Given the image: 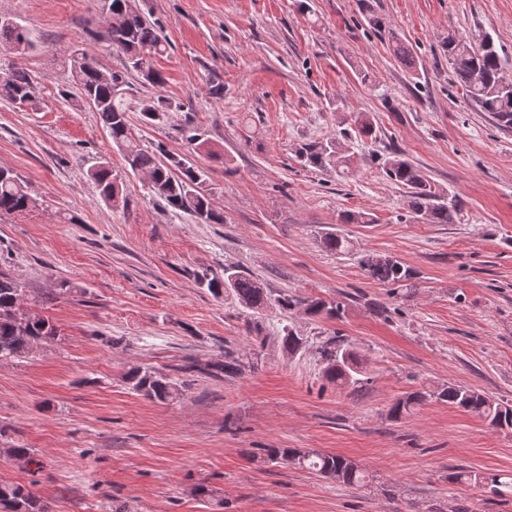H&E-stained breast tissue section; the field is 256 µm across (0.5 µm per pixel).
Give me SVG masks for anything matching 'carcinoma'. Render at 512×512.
Segmentation results:
<instances>
[{
	"label": "carcinoma",
	"instance_id": "cac0c4a2",
	"mask_svg": "<svg viewBox=\"0 0 512 512\" xmlns=\"http://www.w3.org/2000/svg\"><path fill=\"white\" fill-rule=\"evenodd\" d=\"M100 4L107 9L103 22L107 25L109 41L123 55L124 61L121 69L108 70L86 49L70 52L67 66L79 93L96 112L112 142L123 152L131 172L147 176L148 193L153 200L174 213L189 211L204 224L224 223V210L213 205L211 192L207 189V172L195 162V155L201 151L221 159V155L209 146L208 139L198 133L187 136L190 148L184 154L170 153L161 144L144 149L132 140L128 121L131 111L128 76L135 74L144 85L163 87L165 78L151 66L149 57L165 53L169 43L161 37L158 26L138 10L136 0H100ZM0 45H11L21 54L35 48L27 29L7 18L0 19ZM444 48L458 81L476 106L491 113L500 126L512 131V79L504 76L503 61L492 39L485 35L471 41L450 34ZM33 89L34 79L25 69H15L0 78V100L33 108L37 106ZM181 109L182 105L159 95L142 102L139 112L145 121L151 122ZM296 154L305 167L347 171L352 166L353 155L344 154L340 142L334 137L304 143L297 148ZM372 161L379 163L386 177L407 189L414 219L435 224L454 222L461 210V202L433 189L420 169L402 159L382 160L374 156ZM88 173L104 202L114 207L126 204L123 179L112 172L109 162L93 164ZM33 204L25 182L12 170L0 168V217L24 213ZM319 244L325 251L337 255L353 250L351 241L333 230L324 232ZM358 263L370 278L391 285L397 291L410 287V281L415 277L412 269L387 256L364 254L358 257ZM202 283L215 294H231L241 308L255 313L271 306L282 312L300 309L312 318L339 319L345 311V304L340 299L304 298L288 292L274 294L251 274L233 266L224 267V277L206 278ZM24 294L21 281L0 273L1 360L24 357L35 340L57 336V327L40 314L25 324L16 319V307L23 301ZM278 333L282 348L290 354L299 352L307 344L306 337L286 324ZM318 354L327 381L353 385L363 382L360 378L361 359L341 337L327 338L318 348ZM252 367L254 362L250 354L228 349L222 360L203 365L190 361L181 367V371L189 375L201 373L214 378H234ZM125 380L132 390L152 401L165 402L175 393L172 380L151 368L134 366L126 372ZM427 398L428 395L419 391L406 394L391 404L387 415L395 421L408 417ZM436 399L475 414L496 429L512 430V405L507 402H496L462 385L443 388L436 394ZM262 455L266 463L298 465L336 483H365L363 468L345 456L301 448H264ZM0 512H46V508L26 487L0 482Z\"/></svg>",
	"mask_w": 512,
	"mask_h": 512
}]
</instances>
